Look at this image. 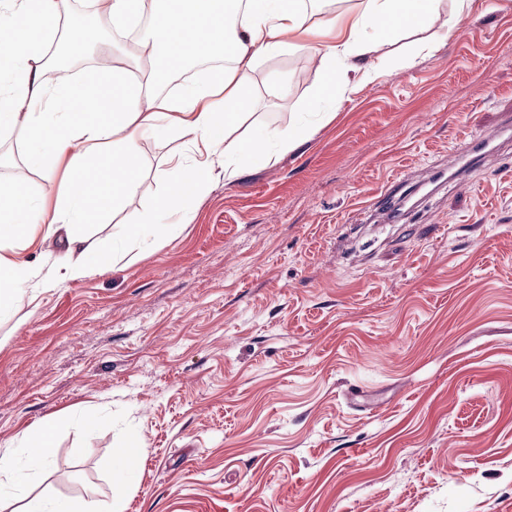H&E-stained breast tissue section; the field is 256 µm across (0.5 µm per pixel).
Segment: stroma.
Wrapping results in <instances>:
<instances>
[{
    "instance_id": "obj_1",
    "label": "stroma",
    "mask_w": 512,
    "mask_h": 512,
    "mask_svg": "<svg viewBox=\"0 0 512 512\" xmlns=\"http://www.w3.org/2000/svg\"><path fill=\"white\" fill-rule=\"evenodd\" d=\"M473 0L457 33L337 98L329 122L276 163H248L161 242L117 244L111 269L67 280L0 321V449L54 414L38 496L107 512L112 450L134 437L126 512H512V138L469 185L437 181L452 149L512 124V0ZM128 42L102 26L72 67L92 75ZM315 62L260 61L255 124L303 119ZM177 139L141 144L140 185L90 240L152 207ZM0 183L27 174L21 131L0 137ZM406 173L416 208L373 201ZM62 235L20 256L65 262ZM358 391L349 400V391Z\"/></svg>"
}]
</instances>
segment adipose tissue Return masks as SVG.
I'll use <instances>...</instances> for the list:
<instances>
[{"instance_id":"ef3b65f1","label":"adipose tissue","mask_w":512,"mask_h":512,"mask_svg":"<svg viewBox=\"0 0 512 512\" xmlns=\"http://www.w3.org/2000/svg\"><path fill=\"white\" fill-rule=\"evenodd\" d=\"M113 30L136 28L129 68L102 67L77 82L61 75L42 78L43 45L64 31L70 48L84 46L88 30L62 28L68 0H0V21L22 23L21 32L0 45V133L26 135L32 167L61 172L63 188L53 203L37 202L25 177L0 185V318L22 303H36L47 280L21 250L37 238L65 229L73 261L68 279L107 272L118 241L157 239L182 223L193 202L216 177L232 182L244 173L242 158L278 161L313 133L306 122L283 130L239 135L253 107L252 74L264 59L302 51L316 61L315 92L309 104L317 114L337 95L373 81L393 40L416 35L423 50L435 38L455 35L470 0H357L348 9L322 10L320 0H99ZM229 55L230 65L210 72L174 95L161 89L198 62ZM177 138L185 154L174 156L179 178L158 204L116 228L111 239L92 241L84 225L116 211L137 189L140 144ZM55 417L26 428L14 443L22 455L0 454V512H85L73 500L33 495L34 480L52 468Z\"/></svg>"}]
</instances>
